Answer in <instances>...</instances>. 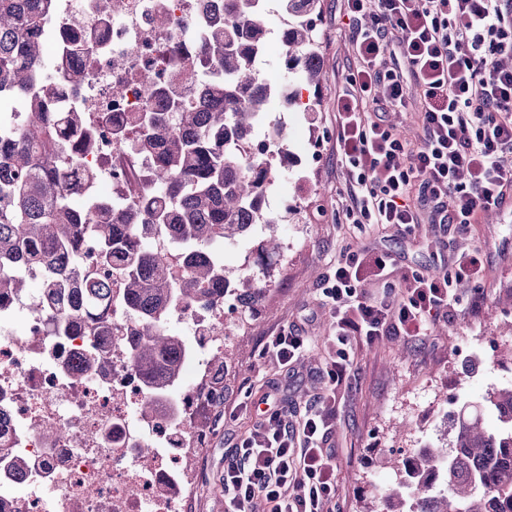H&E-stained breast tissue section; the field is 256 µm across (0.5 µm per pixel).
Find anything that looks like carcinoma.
<instances>
[{"label":"carcinoma","instance_id":"cac0c4a2","mask_svg":"<svg viewBox=\"0 0 512 512\" xmlns=\"http://www.w3.org/2000/svg\"><path fill=\"white\" fill-rule=\"evenodd\" d=\"M255 0H224L212 20L209 42L198 55L170 62L159 105L112 130L114 141L134 142V158L151 159L144 179L124 182L128 207L116 209L94 192L97 172L86 157L96 151L101 126L91 112H53L40 94L43 84L66 78L74 84L85 70L57 72L46 66L45 21L59 0H0V124L7 109L22 100L23 121L0 140V306L19 296L27 268L45 272L52 320L89 335L107 332L108 307L123 302L136 327L128 356L145 396L141 410L153 415L159 397L181 378L187 349L170 335L166 314L176 308L211 306L234 295L251 314L265 286L247 274L234 281L215 247L249 239L255 225L271 230L275 220L264 198L276 178V164L288 162L284 128L271 130L250 155L233 144L251 138L273 96L288 89V106L300 104L293 87L271 86L256 68L266 31ZM288 27L282 30L285 66L303 83L320 81L324 53L314 17L321 0H282ZM224 70V81L208 85L201 103L183 104L185 75L199 67ZM79 174L85 203L73 204L71 176ZM163 236L181 249L182 272L171 273L170 256L151 247ZM96 243V265L84 261ZM253 264L263 278L267 260L282 244L254 240ZM121 291L112 296V281ZM110 348H93L78 374L103 367ZM496 415L499 429L483 428ZM396 480L386 489L385 512H512V382L489 391L479 405L457 413L451 447L426 444L394 465Z\"/></svg>","mask_w":512,"mask_h":512}]
</instances>
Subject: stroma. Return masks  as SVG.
Segmentation results:
<instances>
[{
    "label": "stroma",
    "mask_w": 512,
    "mask_h": 512,
    "mask_svg": "<svg viewBox=\"0 0 512 512\" xmlns=\"http://www.w3.org/2000/svg\"><path fill=\"white\" fill-rule=\"evenodd\" d=\"M316 33L328 63L316 96V112L283 108L271 100L254 132L263 143L269 126L288 134L292 164L280 167L267 196L285 250L271 265L265 296L243 331L233 338L223 397L207 402L199 426L208 439L189 471L191 512H224V461L268 402L299 413L328 399L327 434L336 472V512H378L375 487L393 482L392 469L378 459H400L437 441L447 415L475 404L494 386L512 381V213L440 233L434 225L403 232L388 224L355 227L342 211L345 170L336 154V95L357 60L342 0H322ZM283 11L266 0L269 34L258 67L271 83L287 78L281 43ZM483 252L481 279L463 286L454 312L440 317L431 335L382 336L355 349L348 378L327 389L322 372L333 352L332 316L324 303L325 278L344 251L383 252L393 260L389 283L368 282L369 291L389 299L413 274L453 272L451 258L471 247ZM297 327L308 348L291 367L262 356V342L282 328ZM478 352H469L471 343Z\"/></svg>",
    "instance_id": "1"
}]
</instances>
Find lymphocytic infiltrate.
<instances>
[{"instance_id": "obj_1", "label": "lymphocytic infiltrate", "mask_w": 512, "mask_h": 512, "mask_svg": "<svg viewBox=\"0 0 512 512\" xmlns=\"http://www.w3.org/2000/svg\"><path fill=\"white\" fill-rule=\"evenodd\" d=\"M358 65L336 96V153L348 171L345 216L354 224H474L512 195V0H344ZM423 102L411 143L383 112ZM390 257L346 251L323 295L335 314L337 357L324 371L339 385L351 347L386 333L428 335L457 290L484 271L480 248L454 256L452 277L415 274L412 287L374 303L366 281L388 276ZM330 411L270 409L224 465V512H333L336 475L323 446Z\"/></svg>"}]
</instances>
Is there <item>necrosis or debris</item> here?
Here are the masks:
<instances>
[{
  "label": "necrosis or debris",
  "instance_id": "4bbe7bcc",
  "mask_svg": "<svg viewBox=\"0 0 512 512\" xmlns=\"http://www.w3.org/2000/svg\"><path fill=\"white\" fill-rule=\"evenodd\" d=\"M161 15L192 19V37L157 26ZM208 23L199 0H113L108 15L98 0H70L51 18L49 57L58 70L86 66L91 74L77 90L48 83L44 95L57 112H109L123 120L153 105L156 88L166 83L161 60L178 51L196 53ZM116 84L127 85L124 97L113 96ZM128 154L103 129L99 187L139 175ZM38 304L23 297L10 303L34 310L33 342L16 336L8 314L0 315V436L10 444L9 454L0 456V512H186L191 489L185 469L205 440L196 420L213 389L212 355L224 348L223 309L170 313V320L186 326L192 352L187 381L169 397L175 413L168 417L139 412L144 393L124 345L122 333L132 322L125 309L113 307L107 336H60ZM100 345L112 349L105 370L74 377L80 357ZM49 425L62 437L46 439ZM143 443L151 445L149 454L139 453ZM19 461L29 465L25 474L15 470Z\"/></svg>",
  "mask_w": 512,
  "mask_h": 512
}]
</instances>
